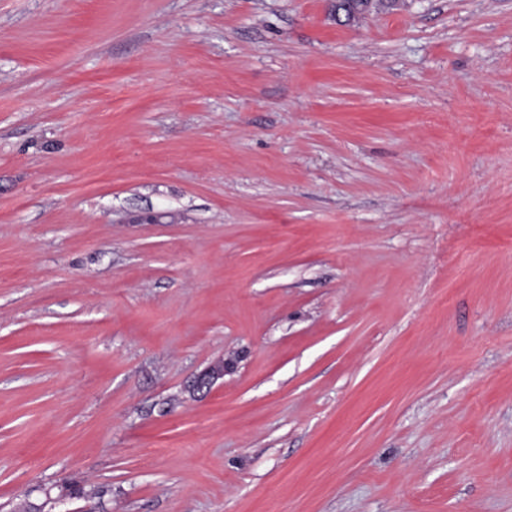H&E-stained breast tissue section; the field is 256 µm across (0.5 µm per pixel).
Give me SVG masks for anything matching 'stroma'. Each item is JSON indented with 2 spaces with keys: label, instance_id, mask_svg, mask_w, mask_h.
Segmentation results:
<instances>
[{
  "label": "stroma",
  "instance_id": "35a3bbf8",
  "mask_svg": "<svg viewBox=\"0 0 512 512\" xmlns=\"http://www.w3.org/2000/svg\"><path fill=\"white\" fill-rule=\"evenodd\" d=\"M331 6L0 0V512H512V0ZM234 368L233 362L219 361L209 365L205 370L200 372L193 380L192 387L196 391L209 392L218 380L224 378V373Z\"/></svg>",
  "mask_w": 512,
  "mask_h": 512
}]
</instances>
